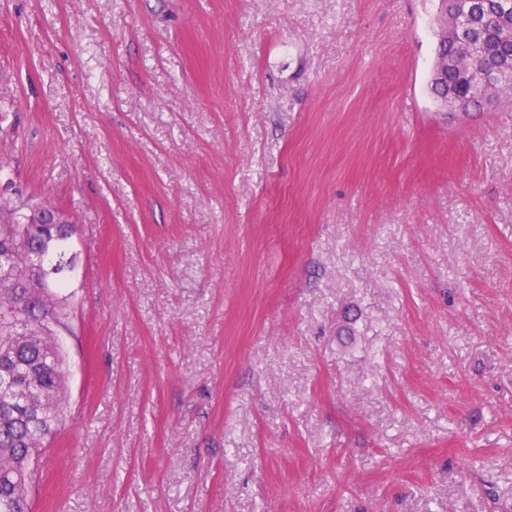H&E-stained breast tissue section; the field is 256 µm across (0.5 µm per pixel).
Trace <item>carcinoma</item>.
I'll list each match as a JSON object with an SVG mask.
<instances>
[{
    "label": "carcinoma",
    "mask_w": 512,
    "mask_h": 512,
    "mask_svg": "<svg viewBox=\"0 0 512 512\" xmlns=\"http://www.w3.org/2000/svg\"><path fill=\"white\" fill-rule=\"evenodd\" d=\"M491 12L478 37L490 59L512 57V42L496 38L502 18L512 20V0H490ZM468 64L448 71L445 86L428 84L436 102L444 88L464 94ZM36 209L19 215V205H0V250L18 225L28 222L25 252L0 266V512H32V488L46 441L55 436L65 401V356L56 328L66 320L67 281L60 274L73 264L67 256L76 232L72 222L34 223Z\"/></svg>",
    "instance_id": "obj_1"
}]
</instances>
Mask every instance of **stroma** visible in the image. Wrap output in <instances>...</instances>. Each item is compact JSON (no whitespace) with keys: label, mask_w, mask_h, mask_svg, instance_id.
<instances>
[{"label":"stroma","mask_w":512,"mask_h":512,"mask_svg":"<svg viewBox=\"0 0 512 512\" xmlns=\"http://www.w3.org/2000/svg\"><path fill=\"white\" fill-rule=\"evenodd\" d=\"M432 0H0V201L77 224L33 512H512V92ZM452 13L444 19L448 32L455 29L454 54L452 58L443 60L441 75L451 67L458 65L459 59L469 61L470 93L467 97L451 95V103L455 112H466L473 97L480 98L485 105L497 99L494 93L498 85L507 84L512 80V62L505 60L489 67L481 64L482 48L480 43L467 35L468 31L477 29L482 24V15L474 4V0H450ZM468 64L461 62L457 68L448 71L445 87L463 95L467 85Z\"/></svg>","instance_id":"stroma-1"}]
</instances>
